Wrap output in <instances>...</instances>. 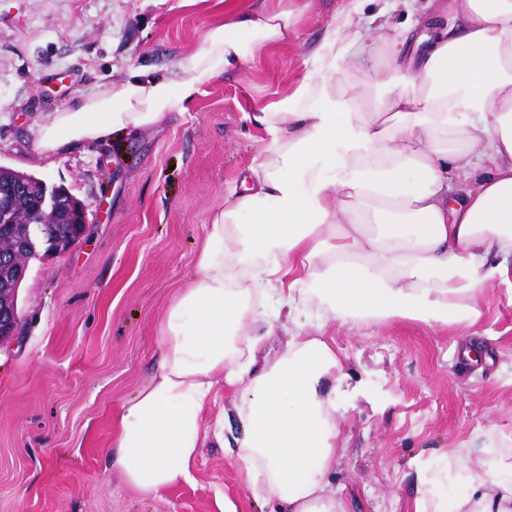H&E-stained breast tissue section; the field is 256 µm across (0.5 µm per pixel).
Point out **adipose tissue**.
I'll return each instance as SVG.
<instances>
[{
    "label": "adipose tissue",
    "mask_w": 512,
    "mask_h": 512,
    "mask_svg": "<svg viewBox=\"0 0 512 512\" xmlns=\"http://www.w3.org/2000/svg\"><path fill=\"white\" fill-rule=\"evenodd\" d=\"M299 8L225 0L223 23L164 74L133 71L37 126L35 146L140 132L182 111L217 77L295 31ZM376 15L334 16L316 67L255 114L262 162L205 227L196 276L165 312L160 359L124 403L109 460L146 495L193 479L222 424L204 413L233 393L232 454L271 512H348L328 478L338 450L343 365L329 322L401 317L479 327L491 289L512 287V0H441L414 38ZM376 91L369 111L342 79ZM324 305L307 311V285ZM284 332L276 359L265 337ZM494 442L409 463L405 512H512V462Z\"/></svg>",
    "instance_id": "1"
}]
</instances>
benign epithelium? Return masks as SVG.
<instances>
[{
	"label": "benign epithelium",
	"instance_id": "benign-epithelium-1",
	"mask_svg": "<svg viewBox=\"0 0 512 512\" xmlns=\"http://www.w3.org/2000/svg\"><path fill=\"white\" fill-rule=\"evenodd\" d=\"M40 207L43 208V223L30 224L24 216H14L13 213L0 208V223L12 225L11 238L0 237V256L9 257L10 263L25 274L27 261L36 255L41 246L59 255L69 253L72 247L85 236L87 225L81 224L75 234L58 235L53 232L54 225L68 223V216L60 215L62 206L59 199L48 192L47 184H42L39 197ZM20 318L17 311V301L7 297L0 299V341L18 332Z\"/></svg>",
	"mask_w": 512,
	"mask_h": 512
}]
</instances>
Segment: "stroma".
Instances as JSON below:
<instances>
[{"label":"stroma","mask_w":512,"mask_h":512,"mask_svg":"<svg viewBox=\"0 0 512 512\" xmlns=\"http://www.w3.org/2000/svg\"><path fill=\"white\" fill-rule=\"evenodd\" d=\"M344 0H300L296 36L206 85L185 111L138 135L45 157L33 128L129 68L171 67L223 22L218 0H0V166L61 186L88 231L64 256L39 253L18 293L20 330L0 342V512H268L226 448L209 441L194 479L156 496L128 486L108 450L123 403L155 372L166 308L196 275L204 226L264 149L256 112L314 66ZM470 332L391 318L335 323L342 362L331 474L350 512H404L411 456L474 435L512 437V291L494 289Z\"/></svg>","instance_id":"1"}]
</instances>
